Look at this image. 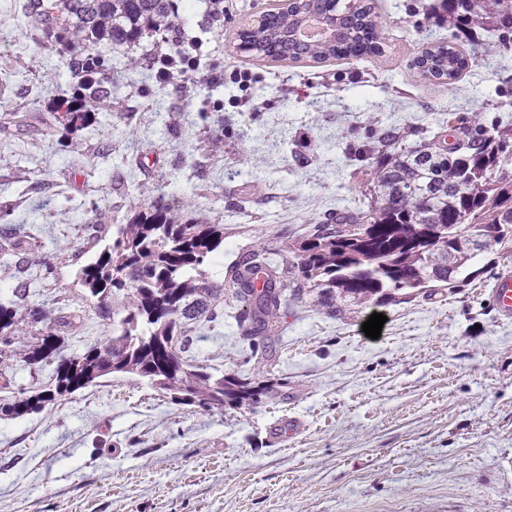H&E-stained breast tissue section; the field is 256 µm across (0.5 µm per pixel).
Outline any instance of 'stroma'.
<instances>
[{"mask_svg":"<svg viewBox=\"0 0 512 512\" xmlns=\"http://www.w3.org/2000/svg\"><path fill=\"white\" fill-rule=\"evenodd\" d=\"M385 35L370 61L280 62L237 51L242 24L279 0H230L214 18L204 0H173L180 27L223 85L182 95L135 80L127 59L155 37L111 50L112 116L48 141L39 122L75 79L21 16L27 0H0V105L31 114L0 131V225L43 227L42 250L24 272L0 256V286L26 283L28 307L81 311L62 336L65 354L112 335L77 281L112 238L94 211L126 220L165 193L181 211L201 206L224 226V259L278 245L336 211L365 209L351 146L389 125L406 144L426 127L480 117L512 122V54L490 55L453 83L426 78L414 61L447 30L430 16L441 0H369ZM253 76L241 91L232 75ZM224 108V148L204 151ZM150 195L124 192L126 155ZM458 288L330 317L292 304L263 364L250 359L234 320L201 323L188 355L217 375L273 389L254 405L207 410L174 403L124 374L19 418L0 414V512H512V319L493 308L489 286L512 275V252L473 261ZM386 317L365 336L372 313ZM302 428L289 433V419Z\"/></svg>","mask_w":512,"mask_h":512,"instance_id":"35a3bbf8","label":"stroma"}]
</instances>
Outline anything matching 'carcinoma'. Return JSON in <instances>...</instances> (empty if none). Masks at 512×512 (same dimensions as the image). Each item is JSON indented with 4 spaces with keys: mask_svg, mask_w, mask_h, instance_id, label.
Listing matches in <instances>:
<instances>
[{
    "mask_svg": "<svg viewBox=\"0 0 512 512\" xmlns=\"http://www.w3.org/2000/svg\"><path fill=\"white\" fill-rule=\"evenodd\" d=\"M442 2L448 41L416 59L426 75L454 81L486 53L512 51V0ZM332 14L341 28L334 41L304 43L286 35L307 16ZM26 17L57 46L77 79L58 106L62 115L44 123L51 140L112 108L105 48L136 45L143 35L174 26L171 0H29ZM462 23L498 32V43L463 47L454 32ZM377 27L365 0H293L288 11L263 15L261 26L241 40L257 58L322 63L381 54ZM26 122L25 113L0 109V129ZM453 131L451 143L436 133L407 146L399 130L385 129L354 148L362 165L353 177H362L367 210L339 211L275 247L261 243L231 262L221 281L209 267L224 256V225L202 214L187 219L164 196L153 197L127 223L114 225L112 241L78 275L95 311L112 322L105 343L63 356L59 338L77 328L78 315L36 312L33 321L44 329L28 334L20 327L26 289L13 288L11 298L0 301V387L10 388V360L17 355L40 371L53 367L49 385L0 397V413L18 418L40 411L114 373L180 404H257L270 388L214 375L185 357L191 326L211 318L223 295L245 304L236 315L238 328L253 340L252 357L265 361V344L279 335L281 310L290 301L313 296L335 314L470 280L477 275L469 270L474 255L461 245L471 228L478 227L479 253L512 246V125ZM23 244L9 225L0 227L1 255Z\"/></svg>",
    "mask_w": 512,
    "mask_h": 512,
    "instance_id": "cac0c4a2",
    "label": "carcinoma"
}]
</instances>
